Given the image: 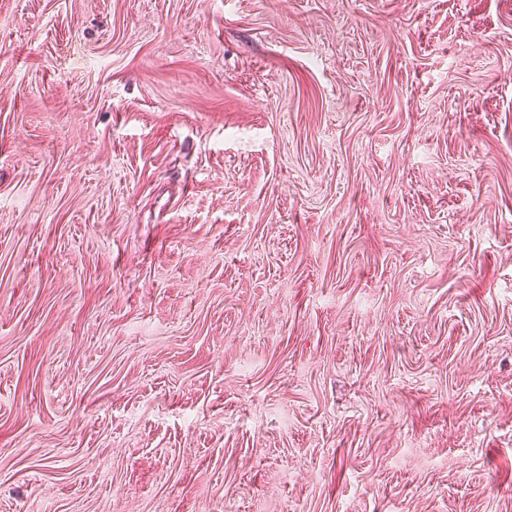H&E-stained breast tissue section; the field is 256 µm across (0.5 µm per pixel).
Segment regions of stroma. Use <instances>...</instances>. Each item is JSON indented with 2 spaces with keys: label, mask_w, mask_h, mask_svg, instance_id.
<instances>
[{
  "label": "stroma",
  "mask_w": 512,
  "mask_h": 512,
  "mask_svg": "<svg viewBox=\"0 0 512 512\" xmlns=\"http://www.w3.org/2000/svg\"><path fill=\"white\" fill-rule=\"evenodd\" d=\"M0 512H512V0H0Z\"/></svg>",
  "instance_id": "stroma-1"
}]
</instances>
